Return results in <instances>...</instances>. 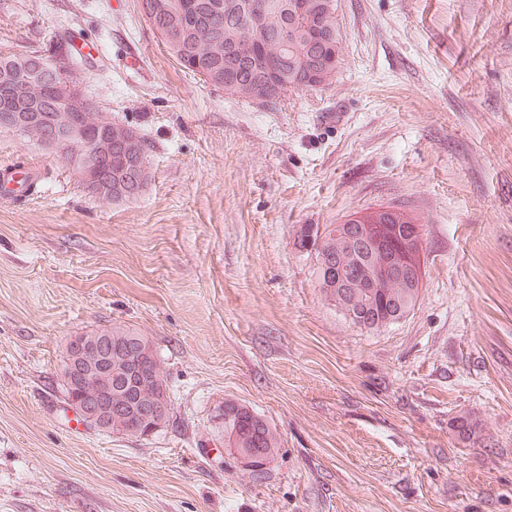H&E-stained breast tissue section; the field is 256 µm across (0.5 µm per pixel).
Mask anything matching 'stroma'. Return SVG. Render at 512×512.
I'll return each mask as SVG.
<instances>
[{
	"mask_svg": "<svg viewBox=\"0 0 512 512\" xmlns=\"http://www.w3.org/2000/svg\"><path fill=\"white\" fill-rule=\"evenodd\" d=\"M336 15L332 85L261 105L181 69L141 0H0V51L73 31L85 95L150 171L110 203L0 132V171L40 184L0 200V512H512V0ZM381 205L423 225L425 264L415 307L368 330L298 235ZM115 326L167 374L143 439L86 428L61 389L67 338ZM228 400L280 435L265 479L224 446Z\"/></svg>",
	"mask_w": 512,
	"mask_h": 512,
	"instance_id": "35a3bbf8",
	"label": "stroma"
}]
</instances>
